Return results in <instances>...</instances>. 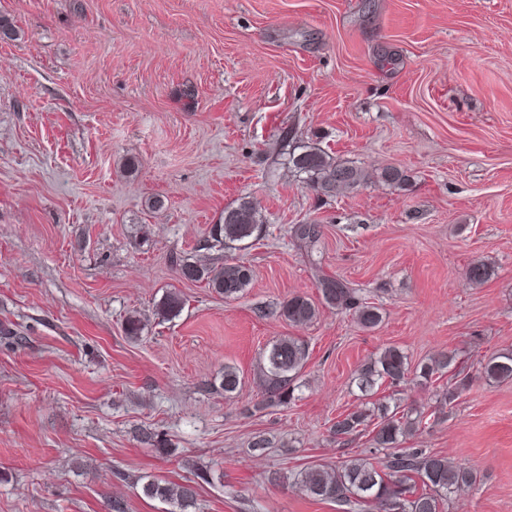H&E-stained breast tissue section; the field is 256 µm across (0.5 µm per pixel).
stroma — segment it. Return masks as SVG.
<instances>
[{
    "label": "stroma",
    "instance_id": "obj_1",
    "mask_svg": "<svg viewBox=\"0 0 512 512\" xmlns=\"http://www.w3.org/2000/svg\"><path fill=\"white\" fill-rule=\"evenodd\" d=\"M0 17L17 30L0 41V512H171L143 494L152 479L192 481V512H339L294 476L369 455L370 431L330 428L381 404L423 417L402 447L478 472L442 512H512V381L480 372L512 353V0H0ZM291 140L366 182L323 202L289 169ZM244 198L265 237L204 250ZM312 222L310 248L292 228ZM187 254L253 280L224 299L180 275ZM476 260L495 269L481 285ZM324 276L381 325L280 317ZM174 291L181 313L158 319ZM284 336L309 349L295 398L253 411ZM388 346L454 361L362 395ZM452 363V357L448 356V353H441L437 357H434L430 363L422 364L419 368L416 369V373H418V377L422 378L426 382H436L439 378L448 372V368ZM438 375V376H436ZM368 417L369 415L362 410L341 414L336 418L330 431L336 439L341 440L365 430L368 426Z\"/></svg>",
    "mask_w": 512,
    "mask_h": 512
}]
</instances>
